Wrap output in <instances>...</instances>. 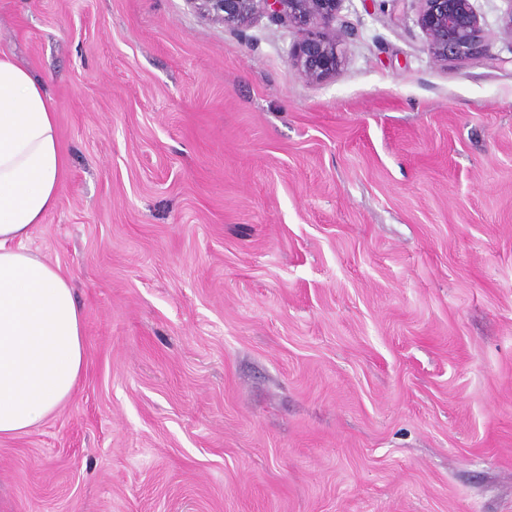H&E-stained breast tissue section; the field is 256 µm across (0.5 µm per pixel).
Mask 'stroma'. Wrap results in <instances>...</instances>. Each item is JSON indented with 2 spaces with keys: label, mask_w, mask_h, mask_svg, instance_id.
<instances>
[{
  "label": "stroma",
  "mask_w": 512,
  "mask_h": 512,
  "mask_svg": "<svg viewBox=\"0 0 512 512\" xmlns=\"http://www.w3.org/2000/svg\"><path fill=\"white\" fill-rule=\"evenodd\" d=\"M497 65L414 0L342 63L187 0H0L66 157L30 248L72 280V398L0 440V512H512V0ZM416 24L437 61L465 63L485 55V30L474 0H416Z\"/></svg>",
  "instance_id": "obj_1"
}]
</instances>
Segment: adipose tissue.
<instances>
[{
  "label": "adipose tissue",
  "instance_id": "ef3b65f1",
  "mask_svg": "<svg viewBox=\"0 0 512 512\" xmlns=\"http://www.w3.org/2000/svg\"><path fill=\"white\" fill-rule=\"evenodd\" d=\"M64 163L51 97L0 52V439L56 413L84 367L73 283L24 246L56 205Z\"/></svg>",
  "mask_w": 512,
  "mask_h": 512
}]
</instances>
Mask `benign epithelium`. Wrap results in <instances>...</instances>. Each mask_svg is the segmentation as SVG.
<instances>
[{"mask_svg":"<svg viewBox=\"0 0 512 512\" xmlns=\"http://www.w3.org/2000/svg\"><path fill=\"white\" fill-rule=\"evenodd\" d=\"M344 0H187L204 20L243 32L258 12L284 20L300 34L289 55L300 76L320 82L340 64L339 46L347 36ZM416 24L425 49L437 61L465 63L485 55V30L473 0H417Z\"/></svg>","mask_w":512,"mask_h":512,"instance_id":"benign-epithelium-1","label":"benign epithelium"}]
</instances>
